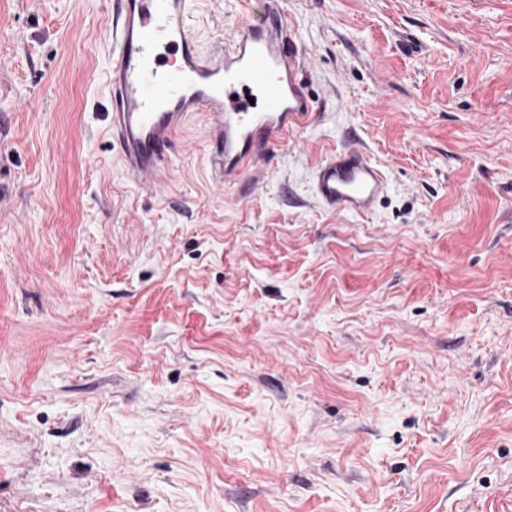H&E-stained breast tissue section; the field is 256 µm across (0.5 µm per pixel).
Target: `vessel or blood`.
<instances>
[{
    "mask_svg": "<svg viewBox=\"0 0 512 512\" xmlns=\"http://www.w3.org/2000/svg\"><path fill=\"white\" fill-rule=\"evenodd\" d=\"M191 0H110L112 64L107 114L111 144L126 175L159 184L186 117L204 113L218 183L270 165L314 114L298 34L283 11L244 26L230 42L201 51L191 32ZM257 96L259 105L249 102ZM387 189L385 169L346 145L315 171L313 191L336 213H372Z\"/></svg>",
    "mask_w": 512,
    "mask_h": 512,
    "instance_id": "obj_1",
    "label": "vessel or blood"
}]
</instances>
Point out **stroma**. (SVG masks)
<instances>
[{
	"instance_id": "35a3bbf8",
	"label": "stroma",
	"mask_w": 512,
	"mask_h": 512,
	"mask_svg": "<svg viewBox=\"0 0 512 512\" xmlns=\"http://www.w3.org/2000/svg\"><path fill=\"white\" fill-rule=\"evenodd\" d=\"M275 7L311 122L221 185L191 113L146 187L103 0H0V512H512V0H196L201 50ZM387 189L385 169L362 148L345 145L315 171L313 191L328 211L370 214Z\"/></svg>"
}]
</instances>
